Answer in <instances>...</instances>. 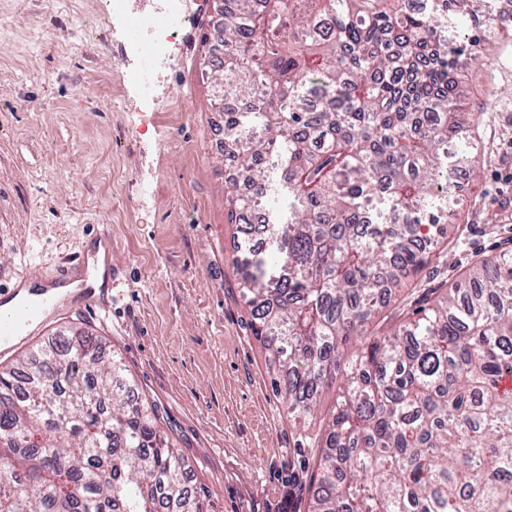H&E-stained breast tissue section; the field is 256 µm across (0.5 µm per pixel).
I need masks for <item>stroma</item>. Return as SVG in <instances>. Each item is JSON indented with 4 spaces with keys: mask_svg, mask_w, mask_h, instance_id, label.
<instances>
[{
    "mask_svg": "<svg viewBox=\"0 0 512 512\" xmlns=\"http://www.w3.org/2000/svg\"><path fill=\"white\" fill-rule=\"evenodd\" d=\"M166 3L130 0L107 18L103 0H0V273H45L107 234L111 311L64 312L46 338L72 325L104 338L215 512H303L299 460L317 456L311 441L337 392L295 425L271 386L273 359L232 271L224 115L197 43L170 44L152 98L123 73L132 17ZM466 82L468 108L495 97L482 131L491 157L460 178L470 220L453 224L446 263L396 289L391 325L477 257L512 249V50L474 64Z\"/></svg>",
    "mask_w": 512,
    "mask_h": 512,
    "instance_id": "35a3bbf8",
    "label": "stroma"
}]
</instances>
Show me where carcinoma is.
I'll list each match as a JSON object with an SVG mask.
<instances>
[{"label":"carcinoma","mask_w":512,"mask_h":512,"mask_svg":"<svg viewBox=\"0 0 512 512\" xmlns=\"http://www.w3.org/2000/svg\"><path fill=\"white\" fill-rule=\"evenodd\" d=\"M453 2L222 0L198 23L229 101L225 218L266 211L237 286L273 389L296 422L341 380L306 512H512V251L370 330L448 247V183L484 153L492 105L464 111V70L495 47L497 0ZM101 351L71 328L0 369V512H214Z\"/></svg>","instance_id":"carcinoma-1"}]
</instances>
